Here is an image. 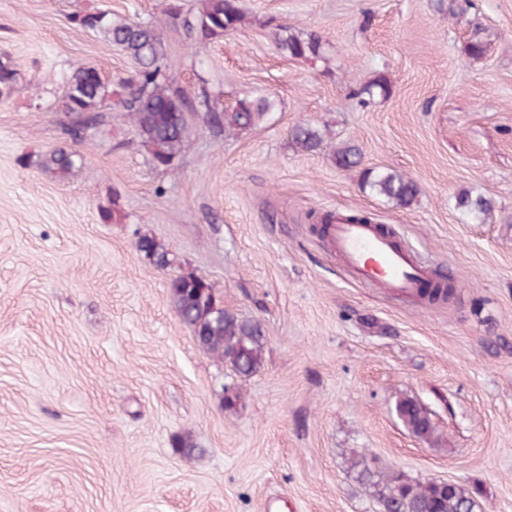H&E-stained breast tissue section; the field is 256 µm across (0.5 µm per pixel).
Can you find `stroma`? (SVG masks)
Instances as JSON below:
<instances>
[{"mask_svg": "<svg viewBox=\"0 0 512 512\" xmlns=\"http://www.w3.org/2000/svg\"><path fill=\"white\" fill-rule=\"evenodd\" d=\"M241 5L245 26L192 41L166 13L197 0H0V61L16 72L0 97V512H380L354 458L461 485L474 512H512V0ZM87 11L156 29L186 92L274 110L229 137L189 114L169 171L119 112L72 138L74 68H98L116 98L134 68L73 24ZM283 28L318 36L319 56L285 55ZM376 76L387 97L364 93ZM300 124L320 151L293 147ZM345 143L362 153L347 170L332 159ZM59 148L80 156L64 179L45 166ZM372 167L415 180V200L363 192ZM465 190L493 200L485 222L459 207ZM326 213L395 227L453 297L360 285L313 230ZM142 235L170 266L138 250ZM189 272L261 326L251 376L180 320L169 283ZM405 397L441 444L397 418ZM137 242L138 250L144 252L155 266L162 268L171 264L170 253L161 242L148 236H141Z\"/></svg>", "mask_w": 512, "mask_h": 512, "instance_id": "obj_1", "label": "stroma"}]
</instances>
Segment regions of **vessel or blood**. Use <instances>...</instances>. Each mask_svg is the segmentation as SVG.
Here are the masks:
<instances>
[{"label": "vessel or blood", "instance_id": "b4317fda", "mask_svg": "<svg viewBox=\"0 0 512 512\" xmlns=\"http://www.w3.org/2000/svg\"><path fill=\"white\" fill-rule=\"evenodd\" d=\"M327 236L359 283L383 288L389 296L419 298L421 289L433 278L394 233L382 231L377 224L340 217L328 226Z\"/></svg>", "mask_w": 512, "mask_h": 512}]
</instances>
